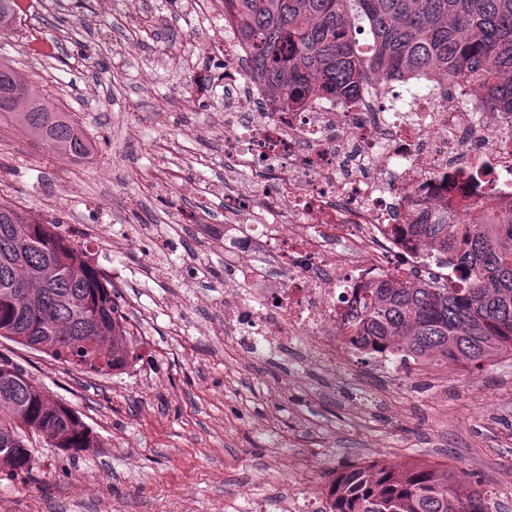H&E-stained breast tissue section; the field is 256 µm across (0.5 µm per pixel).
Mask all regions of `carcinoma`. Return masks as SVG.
Masks as SVG:
<instances>
[{
  "label": "carcinoma",
  "mask_w": 512,
  "mask_h": 512,
  "mask_svg": "<svg viewBox=\"0 0 512 512\" xmlns=\"http://www.w3.org/2000/svg\"><path fill=\"white\" fill-rule=\"evenodd\" d=\"M235 2L239 34L254 47L253 73L292 105L314 97L350 101L363 80L386 86L415 71L467 85L490 109L512 112V0ZM17 8V0H0L1 35L12 31ZM33 99V110L14 118L25 132L53 151L90 154L92 141L72 116ZM60 225L0 197V292L30 287L40 300L36 310L0 305V338L86 375H110L130 361L114 289L87 245L60 233ZM408 231L446 257L453 276L379 281L341 329L346 344L363 355L478 371L512 354V214L488 223L448 208ZM52 264L54 275L38 280ZM2 362L13 371H0V471L30 469L24 454L3 447L18 407L30 425L50 430L55 448L99 447L75 411L45 404L24 367L0 354ZM471 479L446 463H351L336 472L325 512H489Z\"/></svg>",
  "instance_id": "obj_1"
}]
</instances>
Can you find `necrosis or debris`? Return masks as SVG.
<instances>
[{
  "label": "necrosis or debris",
  "instance_id": "necrosis-or-debris-1",
  "mask_svg": "<svg viewBox=\"0 0 512 512\" xmlns=\"http://www.w3.org/2000/svg\"><path fill=\"white\" fill-rule=\"evenodd\" d=\"M223 17L208 48L224 51V178L247 170L267 190L224 201V265L239 274L224 285V331L239 355L287 348L332 370L363 289L440 267L406 225L447 203L512 212V113L422 74L404 96L367 83L353 103L274 110L231 0Z\"/></svg>",
  "mask_w": 512,
  "mask_h": 512
}]
</instances>
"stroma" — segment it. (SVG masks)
Returning a JSON list of instances; mask_svg holds the SVG:
<instances>
[{"mask_svg": "<svg viewBox=\"0 0 512 512\" xmlns=\"http://www.w3.org/2000/svg\"><path fill=\"white\" fill-rule=\"evenodd\" d=\"M172 0H33L0 58L94 143L53 159L0 115V197L43 218L74 215L110 276L133 354L89 376L0 339L100 440L72 454L32 437L33 465L0 473V512H282L325 500L328 472L373 459L448 463L512 512V357L484 370L351 353L363 374L295 372L294 353L237 356L224 334L222 87L203 88L200 19ZM54 46L33 54L32 39ZM152 262L145 276L142 265Z\"/></svg>", "mask_w": 512, "mask_h": 512, "instance_id": "obj_1", "label": "stroma"}]
</instances>
